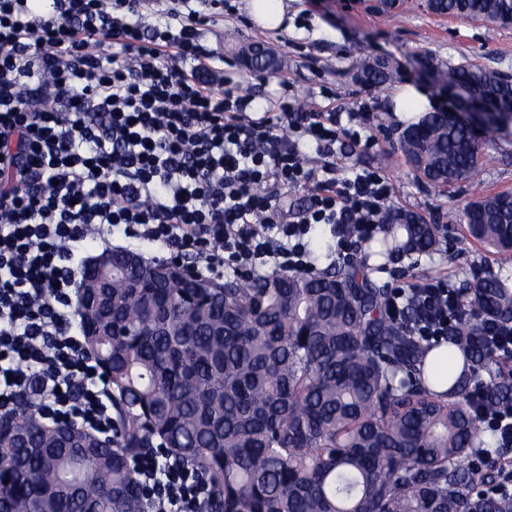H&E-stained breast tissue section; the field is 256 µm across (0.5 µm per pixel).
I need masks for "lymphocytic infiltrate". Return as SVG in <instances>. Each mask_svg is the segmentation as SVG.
<instances>
[{"label":"lymphocytic infiltrate","instance_id":"f902f5d3","mask_svg":"<svg viewBox=\"0 0 512 512\" xmlns=\"http://www.w3.org/2000/svg\"><path fill=\"white\" fill-rule=\"evenodd\" d=\"M194 0H0V414L26 405L115 431L71 294L89 245L123 238L197 275L311 273L310 234L333 264L403 219L380 170L351 162L373 135L356 112L271 111L270 93L212 66ZM288 134H281V127ZM307 203L284 207V190ZM388 314L447 337L460 294L387 281ZM146 512H202L200 477L154 449L138 465Z\"/></svg>","mask_w":512,"mask_h":512}]
</instances>
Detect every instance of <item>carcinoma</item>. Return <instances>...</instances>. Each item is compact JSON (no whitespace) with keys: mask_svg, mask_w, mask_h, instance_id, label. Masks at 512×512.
<instances>
[{"mask_svg":"<svg viewBox=\"0 0 512 512\" xmlns=\"http://www.w3.org/2000/svg\"><path fill=\"white\" fill-rule=\"evenodd\" d=\"M441 2L512 26V0ZM444 78L483 84L512 110L511 75L464 60ZM421 125L433 137L412 161L429 184L476 175L469 128L443 112ZM463 215L471 239L512 261V195ZM443 242L434 224H386L368 257ZM149 268L74 302L109 382L111 445L65 440L24 404L0 417V512H144L137 464L156 445L204 479L212 512H512V453L484 420L512 402V356L479 331L483 318L512 324L508 278L475 274L463 322L427 344L389 318L361 258L223 283Z\"/></svg>","mask_w":512,"mask_h":512,"instance_id":"1","label":"carcinoma"}]
</instances>
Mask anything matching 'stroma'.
<instances>
[{"instance_id":"1","label":"stroma","mask_w":512,"mask_h":512,"mask_svg":"<svg viewBox=\"0 0 512 512\" xmlns=\"http://www.w3.org/2000/svg\"><path fill=\"white\" fill-rule=\"evenodd\" d=\"M223 17L208 23L201 42L210 55L223 60L249 80V91L261 92L287 83V101L310 109L328 104L322 88L331 89L336 105H367L365 123L377 143L360 156L362 165L380 169L389 178L394 209L424 218L428 223L454 226L453 248H441L422 257L418 268L394 257L388 270L412 281L448 280L467 288L475 272L501 270L512 278V262L500 264L495 255L464 231L462 207L479 197L512 192V128L493 136L474 179L462 189L444 190L421 178L403 153L400 128L389 118L391 96L406 82L445 97L440 75L448 65L467 59L512 75V27H489L477 20H456L431 14L425 0L412 6H380L378 0H288L290 29L275 34L251 21L246 0H229ZM268 47L277 57L274 72L259 73L240 55L250 44ZM389 60L394 79L380 87L360 81L353 68L357 57Z\"/></svg>"}]
</instances>
